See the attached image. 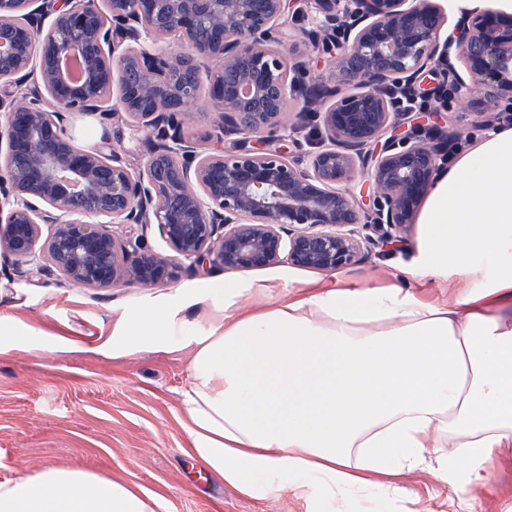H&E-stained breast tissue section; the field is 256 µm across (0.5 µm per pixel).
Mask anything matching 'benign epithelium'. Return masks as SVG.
<instances>
[{
	"instance_id": "7a95c632",
	"label": "benign epithelium",
	"mask_w": 512,
	"mask_h": 512,
	"mask_svg": "<svg viewBox=\"0 0 512 512\" xmlns=\"http://www.w3.org/2000/svg\"><path fill=\"white\" fill-rule=\"evenodd\" d=\"M288 9V0H0V256L73 288H154L176 280L184 260L204 272L280 263L335 272L407 233L449 132L396 122L382 86L400 79L423 95L418 78L455 42L484 90L477 105L496 118L499 101H512V19L486 11L443 39L431 0H313L312 27L297 36L335 66L316 113L327 145L305 161L254 146L290 137L280 111L300 65L276 47L299 14ZM162 32L187 52L155 51ZM213 60L224 64L208 89L222 147L205 152L184 126ZM32 68L49 112L9 91ZM115 85L110 112L102 91ZM75 112L119 116L144 134L143 168L130 172L107 137L74 144L64 121ZM359 174L372 186L368 213L349 191ZM154 226L169 251L145 244Z\"/></svg>"
}]
</instances>
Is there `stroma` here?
Returning a JSON list of instances; mask_svg holds the SVG:
<instances>
[{
    "label": "stroma",
    "mask_w": 512,
    "mask_h": 512,
    "mask_svg": "<svg viewBox=\"0 0 512 512\" xmlns=\"http://www.w3.org/2000/svg\"><path fill=\"white\" fill-rule=\"evenodd\" d=\"M292 60L308 59L306 72L296 74L297 91L288 93L285 125H293L302 105L301 89L317 77H328L332 57L311 45L286 40ZM477 88L461 89L441 117L464 126L463 140L472 142L490 132L485 115L469 107L480 98ZM68 131L79 144L109 137L131 169L144 162L139 133L125 124L102 126L96 117L74 116ZM413 236L396 245L373 249L349 274L394 278L413 258ZM279 266L207 275L182 268L163 289L114 286L72 288L63 281L18 277L11 260L0 257V315L15 316V336H84L96 323L111 325L116 309H138L157 292L176 296L202 293L221 279L243 281L278 274ZM190 357L184 352L143 351L130 359L108 360L87 352L14 351L0 355V479L45 466H81L139 486L166 504L165 512H310V502L289 490L253 500L209 476L191 452L178 393L188 383ZM401 489L390 512H451L446 487L425 469L394 476Z\"/></svg>",
    "instance_id": "35a3bbf8"
}]
</instances>
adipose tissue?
Segmentation results:
<instances>
[{"instance_id": "1", "label": "adipose tissue", "mask_w": 512, "mask_h": 512, "mask_svg": "<svg viewBox=\"0 0 512 512\" xmlns=\"http://www.w3.org/2000/svg\"><path fill=\"white\" fill-rule=\"evenodd\" d=\"M414 259L381 283L334 274L219 281L112 314V330L41 347L126 359L185 351L179 407L193 454L239 494L289 487L391 500L427 467L461 512L501 495L512 448V125L440 170ZM144 490L80 468L0 480V512H161Z\"/></svg>"}]
</instances>
